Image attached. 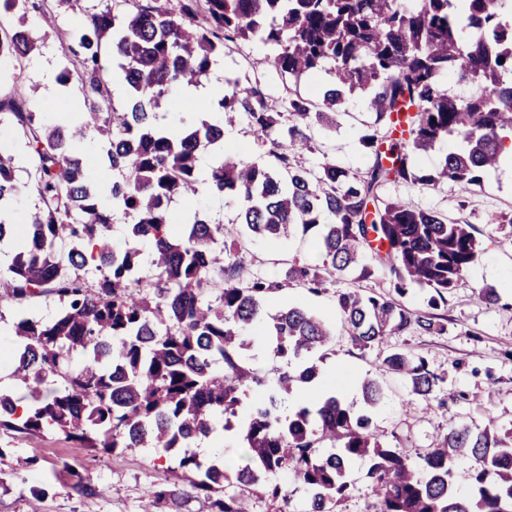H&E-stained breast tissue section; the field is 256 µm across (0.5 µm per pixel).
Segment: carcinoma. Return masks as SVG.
<instances>
[{"mask_svg": "<svg viewBox=\"0 0 512 512\" xmlns=\"http://www.w3.org/2000/svg\"><path fill=\"white\" fill-rule=\"evenodd\" d=\"M29 0H0V12L19 15V25L0 37V57L33 52L41 31L24 22ZM512 0H146L120 20L106 10L87 16L66 38L79 70L82 121L47 122L28 100H0L24 132L35 167L33 188L41 207L14 223V158L0 152V243L17 226L0 297L22 301L57 296L62 308L50 321L20 316L14 323L13 379L27 390L19 410L14 394L0 391V428L29 434L53 430L97 451L118 448H182L179 467L198 474L192 489L215 493L211 512H247L244 491L288 504L292 491L272 480L286 470L305 491L307 512H331L355 489L348 464L372 461L373 512H512V429L489 420L444 434L417 473L401 448L381 442L371 410L383 398L380 385L362 384L364 408L336 395L293 414L281 401L299 383L318 376L314 355L333 337L329 325L302 307L289 306L266 321L261 302L278 284L248 273L242 246L224 243V225L198 217L173 233L170 203L201 191L240 203L238 220L257 238L283 237L320 228L321 262L295 264L286 279L318 292L337 274L388 276L394 294L365 297L338 293L337 307L351 342L367 349L386 336L417 329L448 331L437 310L482 255L471 224L450 222L401 198H383L387 183L435 186L453 181L481 186L496 168L512 132ZM112 45L128 104L111 103L109 76L100 59ZM258 41L280 47L275 67L295 78L333 66V86L322 105L302 97L288 101L294 117L278 129L281 112L256 82H229L219 100L227 123L244 116L271 145L282 176L264 166L224 155L203 176L199 155L220 145L224 126L182 123L176 132L155 124L154 109L172 86L196 84L224 48ZM472 84L468 97L448 92L443 79ZM364 93L376 128L360 143L369 167L352 174L326 161L316 170L296 164L308 131L329 130L346 95ZM403 124L409 140L382 148L378 126ZM104 141L118 177L112 204L131 219L132 244L112 246L114 215L104 210L76 146L90 136ZM449 138L460 145L432 169L412 162ZM152 245L153 293L143 292L140 250ZM93 265L98 281L80 271ZM415 284L429 290V310L407 309L397 297ZM266 323L261 336L246 327ZM268 348L294 370L263 374L246 352ZM83 355L71 367V356ZM386 368L409 380L414 395L434 399L438 377L422 357L392 352ZM258 396L239 418L243 399ZM224 430L239 433L245 454L237 468L187 451L207 438L219 416ZM458 457L473 461L463 492L453 478ZM185 495L167 482L147 492L144 512Z\"/></svg>", "mask_w": 512, "mask_h": 512, "instance_id": "1", "label": "carcinoma"}]
</instances>
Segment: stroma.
Returning a JSON list of instances; mask_svg holds the SVG:
<instances>
[{"mask_svg":"<svg viewBox=\"0 0 512 512\" xmlns=\"http://www.w3.org/2000/svg\"><path fill=\"white\" fill-rule=\"evenodd\" d=\"M83 19L82 12L57 14L53 32L34 52L18 61L1 60L0 97L15 92L11 75L18 69L28 100L46 120H62L65 112L80 106L78 84H60L58 75L69 64L61 37ZM276 53L275 46L256 41L230 46L215 58L200 82L256 80L278 104L296 96L320 103L322 89L333 81L331 71L297 79L275 68ZM374 119L363 95L346 96L336 112L335 128L313 129L311 148L299 155V163L314 170L328 159L350 171H364L369 159L359 138ZM223 149L249 163L272 164L267 140L243 117L225 128ZM0 151L14 157L17 192L13 207L17 215L35 213L39 198L33 189L35 173L22 131L7 123L0 125ZM381 194L405 199L448 221L474 225L483 254L448 296L444 310L447 333L422 335L412 330L365 350L345 333L336 295L347 289L365 295L391 294L386 277L379 274L360 280L347 272L330 279L321 293L312 294L298 283L286 281L285 273L294 263L319 262L317 231L280 241L252 237L235 221L238 201L210 193L176 198L170 210L177 218L174 232L182 231L183 219L199 213L211 223L227 225L238 236L249 272L281 284L265 297L268 315L299 305L335 328L334 340L318 362L319 385H297L281 405L283 414L309 404L324 387L353 408H360L362 381L378 380L385 397L372 412L373 422L387 443L407 450L411 462L419 467L449 428L464 423L481 427L491 419L512 427V166L491 170L479 187L452 182L434 187L389 183ZM485 287L497 289L501 296L498 304L476 301V293ZM394 351L426 359L440 379L437 399L415 402L407 380L386 370L383 360ZM178 462V454L162 448L103 454L58 433L27 434L0 428V512H142L150 486L176 474L181 486L194 480V473L179 470Z\"/></svg>","mask_w":512,"mask_h":512,"instance_id":"1","label":"stroma"}]
</instances>
